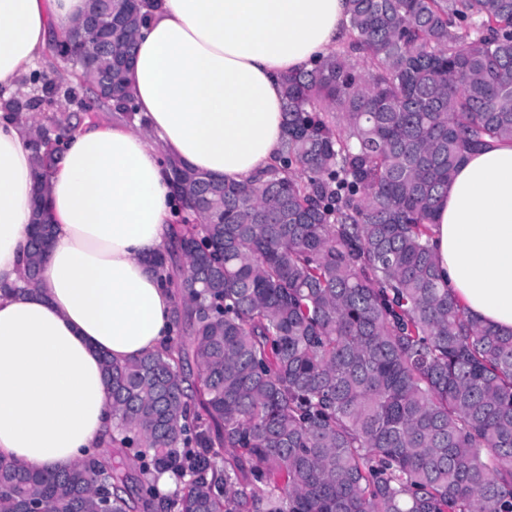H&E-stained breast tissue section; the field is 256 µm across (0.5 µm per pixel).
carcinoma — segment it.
Returning <instances> with one entry per match:
<instances>
[{"label":"carcinoma","instance_id":"1","mask_svg":"<svg viewBox=\"0 0 512 512\" xmlns=\"http://www.w3.org/2000/svg\"><path fill=\"white\" fill-rule=\"evenodd\" d=\"M98 2L65 36L71 65ZM141 8L112 0L83 91L34 70L43 98L0 96L30 122L41 190L59 159L45 143L78 123L38 114L110 99L130 116ZM348 11L349 41L282 79L277 165L236 183L170 163L199 220L152 259L176 287L172 342L103 359L114 428L94 457L62 473L0 457V512H512V334L448 296L430 245L463 152L512 142V0ZM33 223L31 286L50 235ZM156 473L179 488L160 493Z\"/></svg>","mask_w":512,"mask_h":512}]
</instances>
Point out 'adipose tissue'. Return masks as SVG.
<instances>
[{
    "label": "adipose tissue",
    "mask_w": 512,
    "mask_h": 512,
    "mask_svg": "<svg viewBox=\"0 0 512 512\" xmlns=\"http://www.w3.org/2000/svg\"><path fill=\"white\" fill-rule=\"evenodd\" d=\"M128 81L145 125L84 122L51 178L53 239L22 287L36 171L29 128L0 112V456L71 469L112 431L101 359L160 350L171 290L149 267L173 240L177 192L163 156L246 182L284 137L285 74L335 51L347 0H145ZM86 0H0V93L16 91L49 30ZM442 282L481 324L512 333V142L468 152L438 204Z\"/></svg>",
    "instance_id": "adipose-tissue-1"
}]
</instances>
